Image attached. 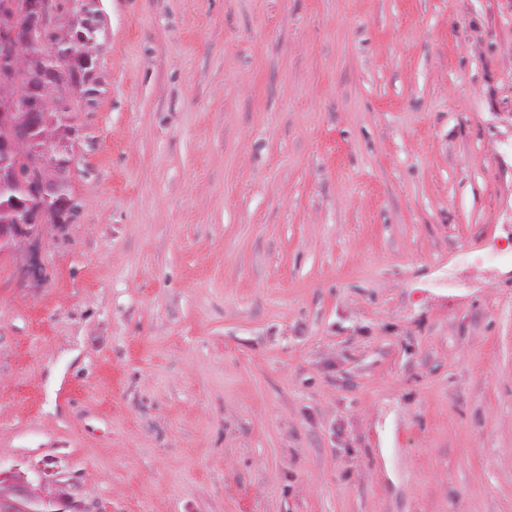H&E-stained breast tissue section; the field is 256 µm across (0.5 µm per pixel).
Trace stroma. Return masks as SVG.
<instances>
[{
  "label": "stroma",
  "instance_id": "obj_1",
  "mask_svg": "<svg viewBox=\"0 0 512 512\" xmlns=\"http://www.w3.org/2000/svg\"><path fill=\"white\" fill-rule=\"evenodd\" d=\"M81 210L0 253V467L77 512H512V0H96Z\"/></svg>",
  "mask_w": 512,
  "mask_h": 512
}]
</instances>
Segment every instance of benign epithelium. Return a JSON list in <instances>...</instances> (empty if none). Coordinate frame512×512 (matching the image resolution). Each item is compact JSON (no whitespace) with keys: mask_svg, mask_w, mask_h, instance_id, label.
I'll use <instances>...</instances> for the list:
<instances>
[{"mask_svg":"<svg viewBox=\"0 0 512 512\" xmlns=\"http://www.w3.org/2000/svg\"><path fill=\"white\" fill-rule=\"evenodd\" d=\"M14 0H0V185L15 179L20 166L32 173L34 215L22 210L0 220V251L28 257L41 243L43 218L67 202L62 193L73 161L59 154L74 131L58 125L55 111L70 97L91 96L86 84H64L60 75L76 60L89 66L94 49L77 41L76 29L86 14L74 7L63 10L57 0H27L35 27L22 29L15 21ZM42 81L41 96L25 95L27 83ZM43 131V145L30 147L32 134ZM71 501L63 486L40 479L34 483L19 468L0 470V512H69Z\"/></svg>","mask_w":512,"mask_h":512,"instance_id":"benign-epithelium-1","label":"benign epithelium"}]
</instances>
